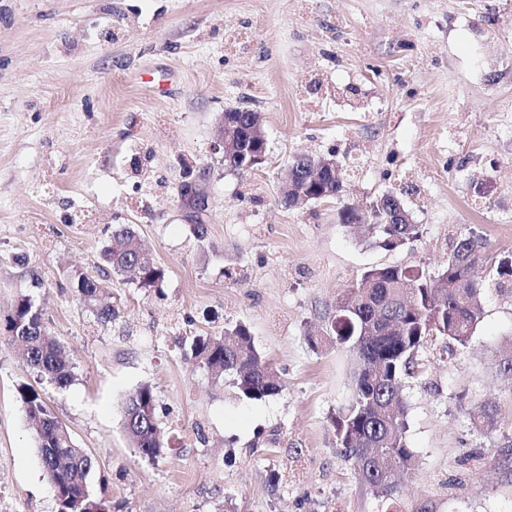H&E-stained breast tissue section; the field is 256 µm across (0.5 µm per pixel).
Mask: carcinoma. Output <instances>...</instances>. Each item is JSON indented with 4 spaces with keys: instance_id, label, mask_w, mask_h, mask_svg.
<instances>
[{
    "instance_id": "cac0c4a2",
    "label": "carcinoma",
    "mask_w": 512,
    "mask_h": 512,
    "mask_svg": "<svg viewBox=\"0 0 512 512\" xmlns=\"http://www.w3.org/2000/svg\"><path fill=\"white\" fill-rule=\"evenodd\" d=\"M238 117L235 137L250 147L257 140L256 123L248 112H240ZM292 172L293 191H280L284 207H294L300 193L324 200L341 197L339 183L318 180L312 174L309 156H296ZM401 206L397 195H383L369 204L368 209L383 219L367 225L369 245L392 251L419 237L420 225L398 223ZM140 250L134 227L117 224L102 261L113 273L122 274ZM487 251L486 240L472 233L453 241L447 264L433 273L420 266L370 267L355 287L336 299L335 315L323 330V338L348 346L355 356L351 401L332 417L336 444L378 498L393 497L396 470L414 464V455L406 445V411L400 398L404 380L421 372L419 353L428 341L439 337L447 341L450 350L469 345L483 318L484 284L479 272L493 263ZM164 276V269L151 258L135 280L141 288L158 290ZM104 283L103 278L82 275L77 290L87 305L97 310L98 317L110 321L119 317L120 310L99 304L108 291ZM4 331L9 341L24 350V360L37 377L59 388L73 382L72 365L59 343L48 336L42 313L31 298L17 302L5 320ZM190 352L211 382L222 384L230 379L241 398L261 400L284 389L242 324L224 330L218 340L194 337ZM18 392L42 467L53 481L56 512H111L108 502L93 491L92 457L75 444L66 425L35 387L22 385ZM154 410L156 393L147 384L122 408V428L129 444L140 457L152 461L165 448ZM470 417L476 428L491 430L497 422V410L487 403L473 409Z\"/></svg>"
}]
</instances>
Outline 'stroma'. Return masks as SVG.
<instances>
[{
    "mask_svg": "<svg viewBox=\"0 0 512 512\" xmlns=\"http://www.w3.org/2000/svg\"><path fill=\"white\" fill-rule=\"evenodd\" d=\"M234 107L258 112L268 138L253 171L224 166ZM300 154L341 160L344 195L282 206ZM390 192L422 234L368 247L339 211ZM117 224L166 276L154 292L111 275L121 312L103 324L74 282L101 272ZM471 233L512 259V0H0V323L32 298L75 373L56 388L0 338V512H55L23 384L93 456L115 512H512V381L496 368L512 282L483 294L467 348L424 349L425 374L402 392L416 464L387 501L330 424L355 358L308 341L368 267L434 272ZM237 324L281 394L239 399L178 346ZM145 384L168 441L155 461L121 427ZM488 401L485 432L469 413ZM273 467L296 481L272 489Z\"/></svg>",
    "mask_w": 512,
    "mask_h": 512,
    "instance_id": "35a3bbf8",
    "label": "stroma"
}]
</instances>
